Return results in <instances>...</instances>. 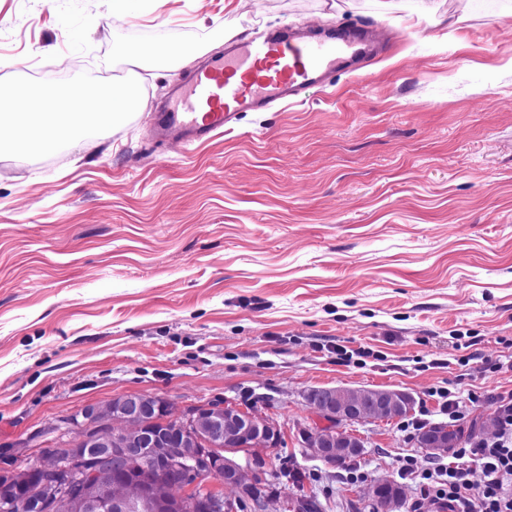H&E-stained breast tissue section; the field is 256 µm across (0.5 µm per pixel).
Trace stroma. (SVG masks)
<instances>
[{
    "label": "stroma",
    "instance_id": "stroma-1",
    "mask_svg": "<svg viewBox=\"0 0 512 512\" xmlns=\"http://www.w3.org/2000/svg\"><path fill=\"white\" fill-rule=\"evenodd\" d=\"M373 29L385 52L246 112L212 141L158 145L150 113L254 26ZM0 74L67 91L132 82L140 108L77 144L0 150V448L21 468L63 418L141 391L174 414L218 397L279 426L317 512H372L397 467L448 462L407 423L496 428L512 392V0H0ZM364 348L361 364L334 345ZM478 359H471V351ZM408 393L353 425L352 480L309 454L312 387Z\"/></svg>",
    "mask_w": 512,
    "mask_h": 512
}]
</instances>
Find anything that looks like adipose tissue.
I'll return each mask as SVG.
<instances>
[{
  "label": "adipose tissue",
  "instance_id": "ef3b65f1",
  "mask_svg": "<svg viewBox=\"0 0 512 512\" xmlns=\"http://www.w3.org/2000/svg\"><path fill=\"white\" fill-rule=\"evenodd\" d=\"M139 100L136 85L129 83L91 89L83 100L71 101L72 112L64 121L59 120L57 113L36 112L16 100L6 106L0 105V148L27 153L51 139L79 140L90 127H104L120 121L138 106Z\"/></svg>",
  "mask_w": 512,
  "mask_h": 512
}]
</instances>
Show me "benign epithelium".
Segmentation results:
<instances>
[{"label": "benign epithelium", "mask_w": 512, "mask_h": 512, "mask_svg": "<svg viewBox=\"0 0 512 512\" xmlns=\"http://www.w3.org/2000/svg\"><path fill=\"white\" fill-rule=\"evenodd\" d=\"M408 395L399 390L378 388L313 387L305 394L306 407L331 422L356 423L368 418L389 419L404 407ZM165 398L134 391L114 396L104 403L88 405L67 418L79 430L67 465L42 474L31 490L30 503L47 512H126L127 501L112 499L101 488L115 472L134 463L139 467L138 507L141 512H227L224 493L211 489L204 498L195 493L196 483L183 484L187 473L198 478L214 469L222 471L227 488L239 487L244 471L236 455L243 448H273L283 437L280 428L256 414H248L222 399L191 405L177 421H159L157 411ZM112 415V428L103 418ZM462 441H448V430L440 424L426 429L419 447L429 452L459 448ZM364 447L356 434L336 427L324 428L311 436L309 452L316 458L346 461ZM95 454L97 465L89 479H83L81 463ZM83 481L79 493L59 492L61 482ZM184 485L174 496L173 487ZM402 491L387 486L375 501V512H398Z\"/></svg>", "instance_id": "obj_1"}]
</instances>
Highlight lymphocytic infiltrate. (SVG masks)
Masks as SVG:
<instances>
[{
  "label": "lymphocytic infiltrate",
  "mask_w": 512,
  "mask_h": 512,
  "mask_svg": "<svg viewBox=\"0 0 512 512\" xmlns=\"http://www.w3.org/2000/svg\"><path fill=\"white\" fill-rule=\"evenodd\" d=\"M496 403L492 437L424 470L405 459L400 474L417 477L421 495L446 502L449 512H512V393L497 395Z\"/></svg>",
  "instance_id": "obj_1"
}]
</instances>
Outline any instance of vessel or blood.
I'll list each match as a JSON object with an SVG mask.
<instances>
[{
    "mask_svg": "<svg viewBox=\"0 0 512 512\" xmlns=\"http://www.w3.org/2000/svg\"><path fill=\"white\" fill-rule=\"evenodd\" d=\"M376 36L368 30L311 34L304 27L255 28L250 38L227 45L174 87L154 116L159 142L205 143L240 113L301 99L349 70L354 56Z\"/></svg>",
    "mask_w": 512,
    "mask_h": 512,
    "instance_id": "vessel-or-blood-1",
    "label": "vessel or blood"
}]
</instances>
